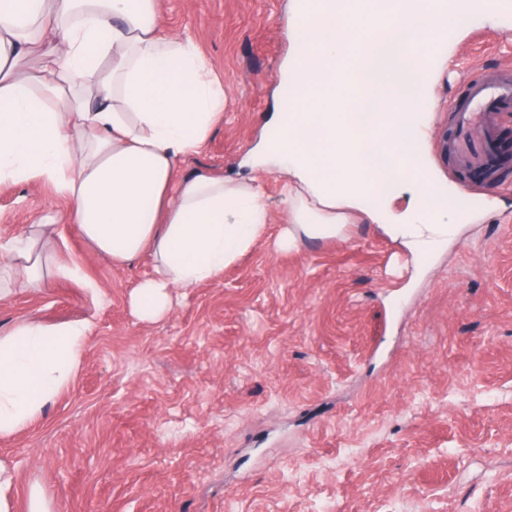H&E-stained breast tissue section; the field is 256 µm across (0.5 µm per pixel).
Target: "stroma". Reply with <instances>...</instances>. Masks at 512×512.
Masks as SVG:
<instances>
[{"instance_id":"35a3bbf8","label":"stroma","mask_w":512,"mask_h":512,"mask_svg":"<svg viewBox=\"0 0 512 512\" xmlns=\"http://www.w3.org/2000/svg\"><path fill=\"white\" fill-rule=\"evenodd\" d=\"M289 0H162L224 89V118L177 178L249 174L288 53ZM512 63V12L472 10L425 92L427 173L481 207L448 209L447 242L412 263L358 221L344 237L277 245L288 215L266 175L267 237L217 279L174 292L148 321L132 306L145 254L95 256L47 184L0 185V240L54 215L51 278L0 301L20 321L88 324L73 382L0 439L16 512H512V167L449 171L448 102L464 77Z\"/></svg>"}]
</instances>
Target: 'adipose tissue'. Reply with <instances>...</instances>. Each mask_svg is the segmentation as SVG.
I'll return each instance as SVG.
<instances>
[{
	"mask_svg": "<svg viewBox=\"0 0 512 512\" xmlns=\"http://www.w3.org/2000/svg\"><path fill=\"white\" fill-rule=\"evenodd\" d=\"M462 23L457 10L415 0H315L310 11L294 0L296 97L270 118L280 139L254 148L265 173L286 176L283 246L343 237L358 215L391 216L385 233L418 256L447 240V201L426 191L409 144L431 81L413 49ZM223 115V89L195 42L165 31L161 0H0V183L52 185L112 265L152 253L156 273L132 296L143 318L166 313L174 289L218 277L267 232L258 178L173 180ZM46 229L38 218L0 241V266L22 269L31 287L49 262ZM88 339L86 325L32 320L0 336V437L69 386Z\"/></svg>",
	"mask_w": 512,
	"mask_h": 512,
	"instance_id": "adipose-tissue-1",
	"label": "adipose tissue"
}]
</instances>
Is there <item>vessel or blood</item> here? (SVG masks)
Returning a JSON list of instances; mask_svg holds the SVG:
<instances>
[{"label": "vessel or blood", "mask_w": 512, "mask_h": 512, "mask_svg": "<svg viewBox=\"0 0 512 512\" xmlns=\"http://www.w3.org/2000/svg\"><path fill=\"white\" fill-rule=\"evenodd\" d=\"M512 110V66L464 79L460 97L449 103L454 136L442 147L452 168L483 163L494 152L500 121Z\"/></svg>", "instance_id": "vessel-or-blood-1"}]
</instances>
